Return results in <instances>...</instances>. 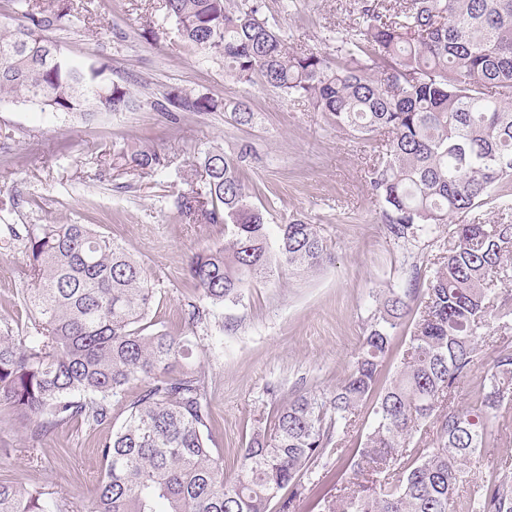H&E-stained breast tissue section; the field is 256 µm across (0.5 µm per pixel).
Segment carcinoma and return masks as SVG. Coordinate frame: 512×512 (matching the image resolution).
I'll return each mask as SVG.
<instances>
[{
  "label": "carcinoma",
  "instance_id": "carcinoma-1",
  "mask_svg": "<svg viewBox=\"0 0 512 512\" xmlns=\"http://www.w3.org/2000/svg\"><path fill=\"white\" fill-rule=\"evenodd\" d=\"M29 23L0 26V103H31L44 112H121L131 90L100 69L43 54V32L72 18L38 15L15 0ZM161 10L188 49L222 62L228 77L259 81L283 97L306 100L339 130L382 141L369 168L372 194L396 240L428 236L454 215L487 202L512 210V0H363L358 27L328 37L336 54L294 49L262 15L257 0H162ZM208 112L214 100L186 94L172 102ZM236 123L254 112L231 105ZM245 155L204 153L212 209L194 197L178 203L192 221H224V243L195 253L190 283L208 307L235 302L242 288L278 269L302 276L330 260L317 225L295 218L270 241L265 215L245 184ZM155 170L154 152L133 155ZM27 331L0 330V417L25 424L36 446L58 427L89 429L112 419V401L133 382L141 390L112 436L100 445L104 474L88 512H280L329 449L346 456L353 482L323 498L321 512H512V460L502 474L466 496L488 440V424L512 403V346L497 349L474 390V403L451 401L478 360L489 320L512 314V222L473 217L448 232L425 293L390 289L376 299L355 361L342 383L305 393L274 410L269 426L241 449L240 475L224 480L214 457L205 371L186 336L152 329L156 293L143 262L89 224L24 227ZM415 313L400 365L383 379L394 330ZM372 401L363 443L343 447L358 407ZM424 422L436 427L430 448L409 447ZM39 488L0 480V512H64Z\"/></svg>",
  "mask_w": 512,
  "mask_h": 512
}]
</instances>
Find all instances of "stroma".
Here are the masks:
<instances>
[{
	"label": "stroma",
	"mask_w": 512,
	"mask_h": 512,
	"mask_svg": "<svg viewBox=\"0 0 512 512\" xmlns=\"http://www.w3.org/2000/svg\"><path fill=\"white\" fill-rule=\"evenodd\" d=\"M73 24L52 30L64 54L103 68L128 86L133 109L92 116L0 105V327L22 332L21 291L27 258L15 231L29 224H94L146 265L156 291L151 319L158 329L191 337L206 373L216 456L226 481L240 472V451L253 429L295 395L335 389L359 352L375 299L391 288L425 285L447 232L413 244L395 242L372 193L368 169L375 142L332 127L306 102L261 84L237 83L222 63L184 48L160 0H70ZM291 46L333 52L327 31H345L360 14L359 0H259ZM191 93L216 100H250L257 118L237 125L224 110H160L165 98ZM228 156L249 148L247 184L269 224L301 217L316 224L332 256L319 270L282 272L252 281L238 303L190 320L197 297L187 276L190 256L224 239L223 224L182 217L180 196L207 198L198 158L211 147ZM157 153L163 164L143 174L113 166L114 154ZM276 395H268V386ZM129 385L113 405L111 423H79L46 437L31 462L27 431L0 423V479L43 488L65 498L69 512H86L103 474L98 445L122 424L124 405L139 393ZM489 446L475 481L494 477L512 456V405L490 424ZM346 466L326 452L304 481L296 512H320L317 497L335 490Z\"/></svg>",
	"instance_id": "1"
}]
</instances>
